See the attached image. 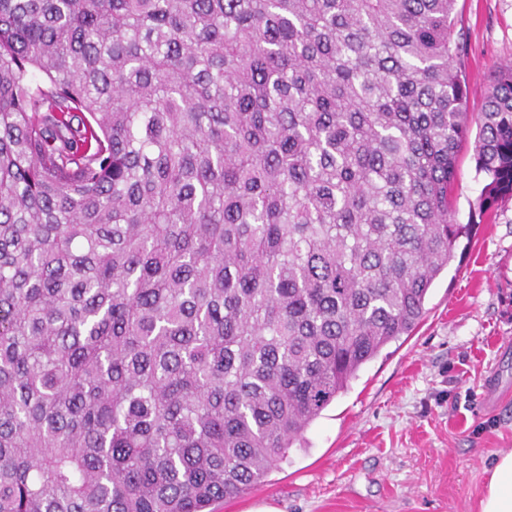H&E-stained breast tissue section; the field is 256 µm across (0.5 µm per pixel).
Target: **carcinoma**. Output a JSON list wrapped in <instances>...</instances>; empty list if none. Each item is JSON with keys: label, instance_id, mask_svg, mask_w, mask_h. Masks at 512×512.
Segmentation results:
<instances>
[{"label": "carcinoma", "instance_id": "cac0c4a2", "mask_svg": "<svg viewBox=\"0 0 512 512\" xmlns=\"http://www.w3.org/2000/svg\"><path fill=\"white\" fill-rule=\"evenodd\" d=\"M456 0H0V512L263 483L512 196Z\"/></svg>", "mask_w": 512, "mask_h": 512}]
</instances>
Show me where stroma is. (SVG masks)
<instances>
[{
    "mask_svg": "<svg viewBox=\"0 0 512 512\" xmlns=\"http://www.w3.org/2000/svg\"><path fill=\"white\" fill-rule=\"evenodd\" d=\"M468 119L512 63V0H456ZM484 186L473 141L458 152L457 223ZM412 335L366 363L311 425L304 447L216 512H478L498 453L512 451V199L488 211L467 252L429 291Z\"/></svg>",
    "mask_w": 512,
    "mask_h": 512,
    "instance_id": "35a3bbf8",
    "label": "stroma"
}]
</instances>
